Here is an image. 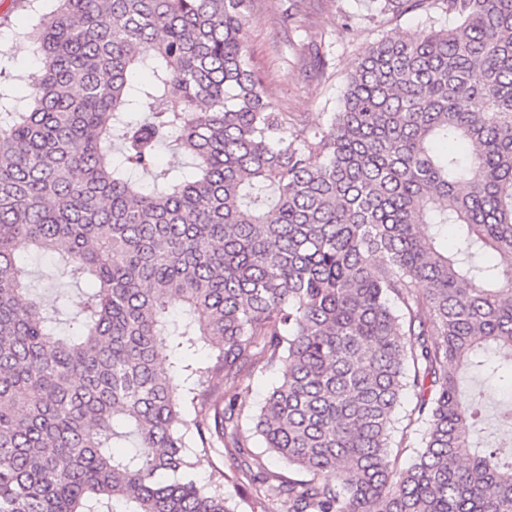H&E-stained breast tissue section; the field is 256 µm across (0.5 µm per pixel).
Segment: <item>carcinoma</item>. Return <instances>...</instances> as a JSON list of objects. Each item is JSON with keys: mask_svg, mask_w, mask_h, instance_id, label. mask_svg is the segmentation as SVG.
I'll return each mask as SVG.
<instances>
[{"mask_svg": "<svg viewBox=\"0 0 512 512\" xmlns=\"http://www.w3.org/2000/svg\"><path fill=\"white\" fill-rule=\"evenodd\" d=\"M377 2L453 24L368 47L326 127L273 103L250 0L36 15L0 102V512H235L191 477L216 438L276 512H512V396L466 391L512 383V0ZM167 141L193 163L134 178ZM32 253L95 283L63 335ZM281 376L282 374L278 369L255 372L252 375L251 388L246 397V407L251 411L256 410L263 402L271 385L280 380Z\"/></svg>", "mask_w": 512, "mask_h": 512, "instance_id": "carcinoma-1", "label": "carcinoma"}]
</instances>
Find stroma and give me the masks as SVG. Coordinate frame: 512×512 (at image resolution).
<instances>
[{
  "label": "stroma",
  "instance_id": "stroma-1",
  "mask_svg": "<svg viewBox=\"0 0 512 512\" xmlns=\"http://www.w3.org/2000/svg\"><path fill=\"white\" fill-rule=\"evenodd\" d=\"M291 0H251L247 14L248 44L266 77L269 90L281 109L304 114L317 123H328L339 111L344 80L361 54L382 39H395L428 26L443 27V15L423 14L395 17L378 14L375 0H303L302 24L288 29L283 19ZM30 23L22 0H0V87L18 88L19 74L37 63L36 51L20 55L13 42ZM320 45L327 61L325 77L314 75L308 66V50ZM38 295L59 299L62 311L90 292V280H72L55 268L50 258L31 260Z\"/></svg>",
  "mask_w": 512,
  "mask_h": 512
}]
</instances>
